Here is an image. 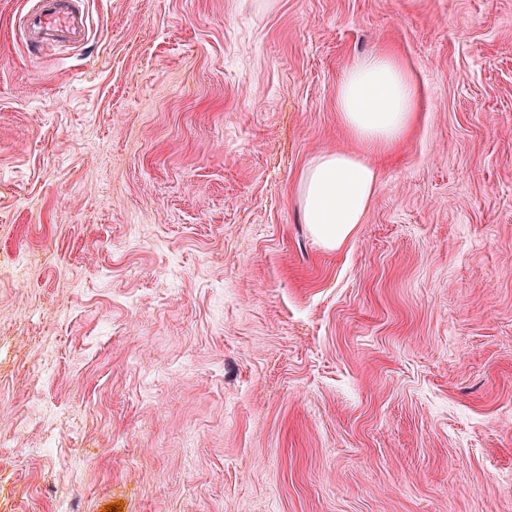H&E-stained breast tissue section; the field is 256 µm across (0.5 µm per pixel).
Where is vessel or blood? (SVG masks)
<instances>
[{
  "label": "vessel or blood",
  "instance_id": "vessel-or-blood-1",
  "mask_svg": "<svg viewBox=\"0 0 512 512\" xmlns=\"http://www.w3.org/2000/svg\"><path fill=\"white\" fill-rule=\"evenodd\" d=\"M19 40L31 55L52 46L74 47L88 39L83 0H30L19 23Z\"/></svg>",
  "mask_w": 512,
  "mask_h": 512
}]
</instances>
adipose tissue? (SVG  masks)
Returning a JSON list of instances; mask_svg holds the SVG:
<instances>
[{
	"instance_id": "1",
	"label": "adipose tissue",
	"mask_w": 512,
	"mask_h": 512,
	"mask_svg": "<svg viewBox=\"0 0 512 512\" xmlns=\"http://www.w3.org/2000/svg\"><path fill=\"white\" fill-rule=\"evenodd\" d=\"M336 100L353 136L390 146L411 121L416 90L393 58L376 54L344 72ZM377 180L376 168L350 152H329L313 162L302 180V207L315 241L328 249L343 246L363 223Z\"/></svg>"
}]
</instances>
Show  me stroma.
Returning <instances> with one entry per match:
<instances>
[{"label": "stroma", "instance_id": "35a3bbf8", "mask_svg": "<svg viewBox=\"0 0 512 512\" xmlns=\"http://www.w3.org/2000/svg\"><path fill=\"white\" fill-rule=\"evenodd\" d=\"M0 0V512H512V0ZM393 56L404 136L346 68ZM379 184L338 250L301 180ZM19 23V40L29 55L50 46L74 47L88 40L83 0H30ZM342 119L362 143L390 146L405 133L416 105V90L386 54L354 62L336 90ZM376 168L356 154L325 153L302 180L303 222L320 245L338 250L362 224L374 195Z\"/></svg>", "mask_w": 512, "mask_h": 512}]
</instances>
